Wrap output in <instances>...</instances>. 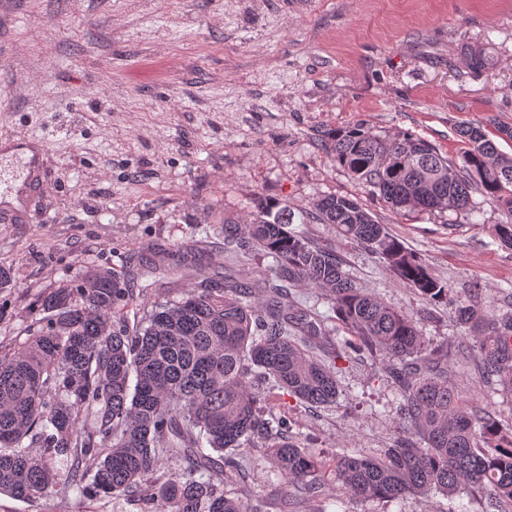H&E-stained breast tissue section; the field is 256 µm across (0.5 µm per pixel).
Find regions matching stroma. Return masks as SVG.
Here are the masks:
<instances>
[{
	"mask_svg": "<svg viewBox=\"0 0 512 512\" xmlns=\"http://www.w3.org/2000/svg\"><path fill=\"white\" fill-rule=\"evenodd\" d=\"M489 68H468L469 52ZM463 124L482 126L501 153L512 139V0H0V138L45 137L43 182L29 218L0 221V340L26 342L35 294L105 268L128 278L141 259L198 252L207 274L254 279L271 258L224 242V220L247 221L257 198L288 203L292 227L335 247L358 286L418 320L470 399L493 395L512 425V395L481 380L456 351L443 305L399 283L368 248L328 224L304 222L324 195L360 201L430 274L483 289L502 311L512 248L494 236L512 209L471 194L462 211L398 213L336 163L331 135L364 127L409 132L459 161ZM336 404L315 407L278 388L262 414L285 417L321 463V494L271 478L261 449H242L224 491L250 512H452L446 496L337 497L334 464L354 448L376 456L412 431L380 365L356 353L337 363ZM124 503L51 493L0 495V512H123Z\"/></svg>",
	"mask_w": 512,
	"mask_h": 512,
	"instance_id": "stroma-1",
	"label": "stroma"
}]
</instances>
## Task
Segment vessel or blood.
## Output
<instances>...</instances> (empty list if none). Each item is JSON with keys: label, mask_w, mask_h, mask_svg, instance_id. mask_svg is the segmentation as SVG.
Wrapping results in <instances>:
<instances>
[{"label": "vessel or blood", "mask_w": 512, "mask_h": 512, "mask_svg": "<svg viewBox=\"0 0 512 512\" xmlns=\"http://www.w3.org/2000/svg\"><path fill=\"white\" fill-rule=\"evenodd\" d=\"M13 152H0V199L23 198L36 180L47 153L45 138L13 135L8 139Z\"/></svg>", "instance_id": "1"}]
</instances>
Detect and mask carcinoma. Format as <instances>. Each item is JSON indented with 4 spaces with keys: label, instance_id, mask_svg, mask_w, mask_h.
Wrapping results in <instances>:
<instances>
[{
    "label": "carcinoma",
    "instance_id": "obj_1",
    "mask_svg": "<svg viewBox=\"0 0 512 512\" xmlns=\"http://www.w3.org/2000/svg\"><path fill=\"white\" fill-rule=\"evenodd\" d=\"M459 136V166L408 132L382 139L359 127L333 133L332 142L336 161L397 211L463 210L473 190L512 208V157L478 127ZM310 215L371 249L428 302L448 305L463 333L461 355L475 353L478 370L512 394V291H503L505 316L479 306L477 285L454 294L346 196L315 200ZM292 221L288 204L265 197L248 223L224 220V241L272 258L270 274L215 279L182 251L179 265L195 272L196 288L133 322L122 311L143 291L107 269L36 297L42 317L28 326V341L0 343V494L34 500L74 491L139 512H247L224 495L234 451L265 440L274 472L289 483H306L318 468L287 436L285 419L260 414L258 382L327 406L339 394L335 361L352 350L382 365L402 398L399 419L418 439L376 458L345 451L336 461L342 494L461 501L487 491L488 508L512 512V426L463 399L419 322L359 287L335 248L288 229ZM299 284L323 291L348 330L321 356L324 319L294 304L287 286ZM163 456L188 466L163 471Z\"/></svg>",
    "mask_w": 512,
    "mask_h": 512
}]
</instances>
